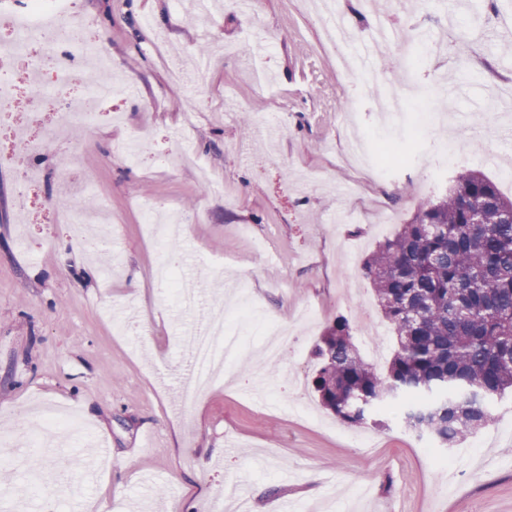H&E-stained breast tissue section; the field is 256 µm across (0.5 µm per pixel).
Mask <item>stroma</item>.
I'll return each instance as SVG.
<instances>
[{
	"mask_svg": "<svg viewBox=\"0 0 512 512\" xmlns=\"http://www.w3.org/2000/svg\"><path fill=\"white\" fill-rule=\"evenodd\" d=\"M80 20L112 50L116 81L133 97L106 99L93 125L75 126L35 157L16 152L20 135L56 121L53 99L31 107V57L4 63L16 99L0 114V512H43L27 482L38 457L62 512H512V393L495 400L490 424L454 448H440L388 415L383 427L350 426L324 410L311 389L312 350L325 326L348 319L362 356L369 343L356 319L364 305L383 340L391 331L362 274L364 258L395 234L457 169L483 172L505 195L512 165V110L486 100L512 97V36L484 38L471 18L487 0H387L396 20L426 42H446L417 71L412 99L431 105L453 144L448 169L409 167L389 182L346 160L348 121L401 153L419 146L373 110L401 90V55L387 48L371 73L342 70L323 20L303 0H254L253 13L223 0L198 17L181 0H77ZM211 63L201 93L176 85L173 65L199 49ZM287 115L279 129L277 118ZM468 128V139L458 138ZM145 135L142 164L116 147ZM197 152L217 193L194 169L165 160ZM24 169L32 179L15 180ZM172 208L185 225L179 243L194 300L159 284L158 252L143 233L139 205ZM107 210V242L96 256L73 246L69 206ZM358 211L338 223L341 209ZM266 255L258 257L255 245ZM137 289H130V281ZM241 349L222 384L183 405L192 360L181 342L215 307ZM121 319L123 333L113 321ZM294 338L264 379L253 374L269 325ZM63 407L75 423L47 427L42 408ZM105 444L88 460L84 448ZM202 483L204 496L183 488Z\"/></svg>",
	"mask_w": 512,
	"mask_h": 512,
	"instance_id": "stroma-1",
	"label": "stroma"
}]
</instances>
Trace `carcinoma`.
Wrapping results in <instances>:
<instances>
[{
    "instance_id": "obj_1",
    "label": "carcinoma",
    "mask_w": 512,
    "mask_h": 512,
    "mask_svg": "<svg viewBox=\"0 0 512 512\" xmlns=\"http://www.w3.org/2000/svg\"><path fill=\"white\" fill-rule=\"evenodd\" d=\"M363 274L396 349L376 371L337 318L313 352L320 404L352 426H378L379 408L398 398L406 427L444 448L488 425L491 400L512 391V198L458 171L367 256Z\"/></svg>"
}]
</instances>
